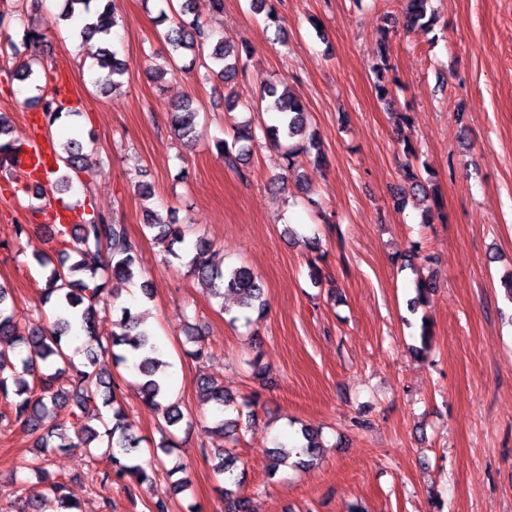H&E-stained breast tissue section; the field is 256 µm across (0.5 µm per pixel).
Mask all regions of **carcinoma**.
<instances>
[{
    "mask_svg": "<svg viewBox=\"0 0 512 512\" xmlns=\"http://www.w3.org/2000/svg\"><path fill=\"white\" fill-rule=\"evenodd\" d=\"M117 19L116 0H105L103 8L79 31V37L85 42L96 36L103 42L95 57V65L104 73L103 89L122 84V78L129 74V62L110 48L107 39ZM403 19L406 27L426 31L433 30L438 23L431 0H405ZM208 39L209 34L194 11L193 0H183L165 34L170 56L193 53ZM22 40L30 54L22 61L19 71L22 78L27 79L34 74L33 66L40 63L45 44L43 34L32 27L24 29ZM209 58L211 63L206 68L210 72L226 82L235 78L240 58L238 50L217 42ZM266 96L268 108L281 114V122L266 129L265 136L274 143L283 138L295 141L285 155L286 169L291 170L300 153L308 154L317 148L313 135L308 133L305 105L286 89L279 91L272 87ZM196 117L197 113L190 111L188 103L172 112L175 132L189 143L198 136ZM253 142L255 135L251 124L247 123L237 127L233 142L219 139L215 146L223 154L224 164L240 174ZM404 152L406 161L402 171L409 192L428 197L426 185L430 179L415 171L411 160L413 150L407 146ZM56 157L68 169L89 170L83 145L73 138L62 144V151L56 152ZM407 193L394 195L393 205L402 206ZM146 227L156 231L157 239L169 256L181 258L180 251L187 245L182 225L173 221L166 223L149 214ZM51 231L61 245L58 259L39 257L37 263L45 270L40 302L46 305L56 299L53 315L45 318L38 308V322L21 329L15 312L6 305L8 288L0 283V397L9 402L8 411L0 414V420L14 421L37 431L58 405L71 404L69 420L51 425L38 437L36 447L40 448V455L27 467L46 480L45 488L52 495L57 512H82L63 479H54L49 473L47 462L53 453L79 447L88 453L93 448L100 449L101 453L93 456L99 464L95 480L103 487L120 482L130 497L136 490L152 487L163 464L159 458L141 461V438L129 432L120 401V385L112 379L111 372L100 367V356L109 354L115 365L134 371L140 379L142 401L157 409L165 408L160 432L179 425L183 413L175 401L166 405L160 402L170 393L169 382L164 376L165 363L158 358L154 334L145 325L143 314L123 307L120 317L113 322L112 337L104 341L96 334L100 304L115 296L121 286L134 283L137 274L138 243L130 237L125 225L114 224L100 214L88 221L53 224ZM193 250L191 273L214 296L223 298L232 294L242 311H257L261 315L266 312L265 291L251 267L225 268L214 263L209 256V242L203 236L197 237ZM73 331L85 346V362L79 365L63 348V339ZM197 388L201 405L214 409L211 425H203L204 431L238 439L240 422L224 418V410L240 405L251 408L257 405V399L245 396L239 401L224 394V385L204 375L198 378ZM320 449L318 434L305 428L300 431L298 445L293 450L277 448L272 451L268 475H276L279 467L292 457L296 458L297 466H311L318 459ZM213 455L216 459L214 473L224 476L225 512H251L249 498L240 493L245 477L244 472L238 470V458L227 448H216Z\"/></svg>",
    "mask_w": 512,
    "mask_h": 512,
    "instance_id": "carcinoma-1",
    "label": "carcinoma"
}]
</instances>
